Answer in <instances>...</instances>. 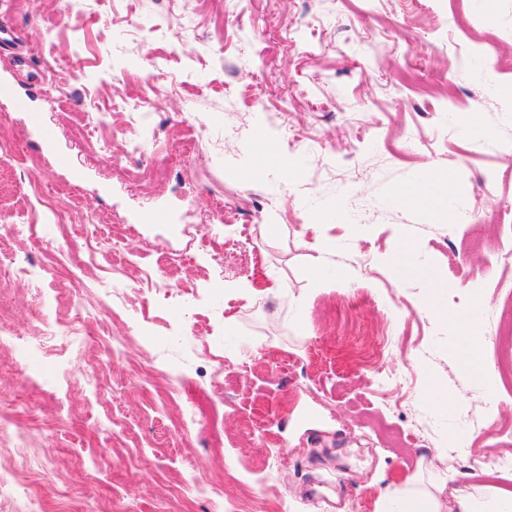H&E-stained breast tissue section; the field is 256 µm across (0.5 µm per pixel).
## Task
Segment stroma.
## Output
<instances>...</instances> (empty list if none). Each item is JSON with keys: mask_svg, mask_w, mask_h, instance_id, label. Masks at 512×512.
Segmentation results:
<instances>
[{"mask_svg": "<svg viewBox=\"0 0 512 512\" xmlns=\"http://www.w3.org/2000/svg\"><path fill=\"white\" fill-rule=\"evenodd\" d=\"M466 7L468 37L450 0H240L227 8L223 32L245 43L220 60L205 12L174 57L155 0H140L123 27L112 13L126 11L125 0H0V19L19 30L28 63L17 70L0 50V84L29 106L0 117L25 156L20 164L0 157V220L23 223L33 184L54 187L65 214L123 234L127 258L88 257L50 215L38 237L11 245L41 270L46 291L71 284L92 303L113 282L129 288L123 305L100 317L121 357L93 364L47 352L24 385L37 397L30 409L16 404L18 353L0 345V412L29 435L6 461L22 475L40 459L52 475L39 489L44 502L59 512H110L106 488L117 474L129 485V512H323L306 496L311 487L335 500V512H375L408 476L512 491V475L488 465L512 449V384L498 370L512 353V322L502 315L512 300V101L496 92L512 82V0ZM283 27L294 46H283ZM487 30L490 54L478 40ZM149 58L181 82L180 96L144 80ZM54 59L81 70L73 100L46 93ZM231 70H258L264 80L255 90L223 88ZM121 75L152 102L150 114L132 118L142 138L180 123L200 136L191 164L173 156L162 185L128 180L135 162L112 140ZM256 92L266 103L260 112L249 109ZM472 117L482 131L467 137L461 127ZM284 120L295 133L288 143L279 137ZM259 139L273 161L255 153ZM287 159L299 163L297 174ZM422 166L447 174L443 191L459 222L390 203ZM147 206L166 222L138 223ZM203 232L210 239L201 248ZM322 238L338 242L336 253L315 250ZM406 242L419 272L387 262ZM168 249L194 253L179 270L180 313L131 290L137 269ZM346 268L359 273L350 288L319 287L320 276ZM432 282L449 312H465L475 297L485 303L493 406L471 401L477 387L460 371L454 337L423 310ZM160 349L183 381L148 375ZM90 370L120 388L64 385ZM408 372L411 393L395 390L394 377ZM432 379L455 397L452 410L425 405ZM210 384L223 388L220 454L207 446V425L184 435L176 428L187 389ZM128 446L144 457L138 469L128 467ZM190 472L207 476L214 492L186 502L167 491L164 479Z\"/></svg>", "mask_w": 512, "mask_h": 512, "instance_id": "obj_1", "label": "stroma"}]
</instances>
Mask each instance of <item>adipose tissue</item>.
<instances>
[{"mask_svg": "<svg viewBox=\"0 0 512 512\" xmlns=\"http://www.w3.org/2000/svg\"><path fill=\"white\" fill-rule=\"evenodd\" d=\"M443 179L440 170L429 169L426 182L411 181L396 189L392 199L431 211L450 210V202L437 192ZM377 512H512V502L494 487L465 491L448 488L443 481L423 483L410 478L402 488L379 499Z\"/></svg>", "mask_w": 512, "mask_h": 512, "instance_id": "adipose-tissue-1", "label": "adipose tissue"}]
</instances>
